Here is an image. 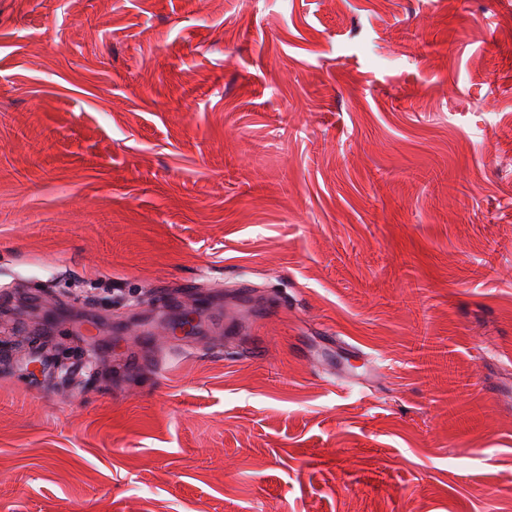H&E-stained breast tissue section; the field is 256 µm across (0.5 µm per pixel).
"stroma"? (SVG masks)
Returning <instances> with one entry per match:
<instances>
[{"instance_id": "35a3bbf8", "label": "stroma", "mask_w": 512, "mask_h": 512, "mask_svg": "<svg viewBox=\"0 0 512 512\" xmlns=\"http://www.w3.org/2000/svg\"><path fill=\"white\" fill-rule=\"evenodd\" d=\"M0 512H512V0H0Z\"/></svg>"}]
</instances>
